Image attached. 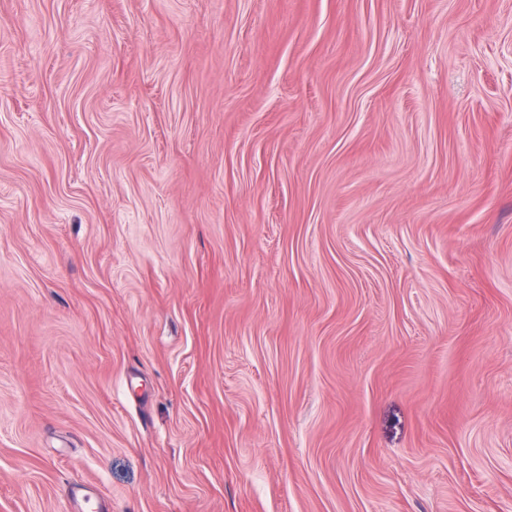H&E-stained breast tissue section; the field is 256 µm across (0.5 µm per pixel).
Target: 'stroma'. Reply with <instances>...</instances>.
<instances>
[{"label": "stroma", "instance_id": "35a3bbf8", "mask_svg": "<svg viewBox=\"0 0 512 512\" xmlns=\"http://www.w3.org/2000/svg\"><path fill=\"white\" fill-rule=\"evenodd\" d=\"M512 512V0H0V512Z\"/></svg>", "mask_w": 512, "mask_h": 512}]
</instances>
